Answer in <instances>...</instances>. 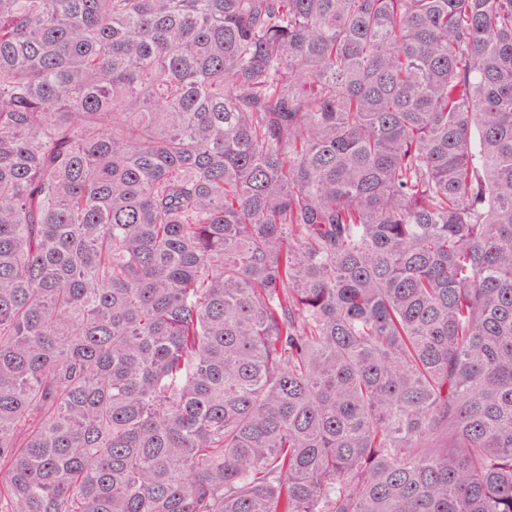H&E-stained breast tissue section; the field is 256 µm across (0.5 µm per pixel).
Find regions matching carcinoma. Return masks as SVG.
Listing matches in <instances>:
<instances>
[{
	"mask_svg": "<svg viewBox=\"0 0 512 512\" xmlns=\"http://www.w3.org/2000/svg\"><path fill=\"white\" fill-rule=\"evenodd\" d=\"M0 512H512V0H0Z\"/></svg>",
	"mask_w": 512,
	"mask_h": 512,
	"instance_id": "carcinoma-1",
	"label": "carcinoma"
}]
</instances>
